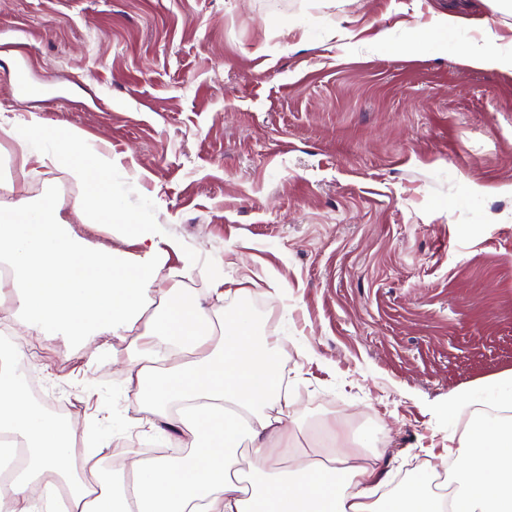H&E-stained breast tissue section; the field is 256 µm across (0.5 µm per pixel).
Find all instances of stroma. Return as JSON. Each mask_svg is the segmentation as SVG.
Here are the masks:
<instances>
[{"label":"stroma","instance_id":"obj_1","mask_svg":"<svg viewBox=\"0 0 512 512\" xmlns=\"http://www.w3.org/2000/svg\"><path fill=\"white\" fill-rule=\"evenodd\" d=\"M439 13L454 36L407 43ZM487 26L512 53V7L487 0H0V31L28 35L25 57L0 47V123L34 114L120 159L125 210L192 257L185 289L244 288L224 312L274 341L299 448L326 416L369 428L390 491L476 414L449 396L512 373V67L461 59ZM21 156L0 137L37 199L82 192ZM133 342L42 337L75 447L165 444L133 425Z\"/></svg>","mask_w":512,"mask_h":512}]
</instances>
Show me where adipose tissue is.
I'll return each instance as SVG.
<instances>
[{"label": "adipose tissue", "instance_id": "adipose-tissue-1", "mask_svg": "<svg viewBox=\"0 0 512 512\" xmlns=\"http://www.w3.org/2000/svg\"><path fill=\"white\" fill-rule=\"evenodd\" d=\"M17 139L24 164L66 166L86 191L71 205L91 228L130 218L112 190L118 163L76 132L48 127L38 117L0 128ZM0 263L13 276L0 279V306L20 318L27 335L55 333L82 346L103 335L134 337L128 386L141 413L137 424L166 429L171 447H189L179 462L132 458L127 473L102 472L98 454L75 462L74 429L30 400L13 365L22 349L0 352V432L19 437L26 465L0 484V512H512V375L494 381L498 416L473 419L448 451L455 491L443 498L429 487L428 472L387 496L378 449L352 447L341 418L320 429L332 436L331 454L268 472L267 451L294 441L290 403L282 392V363L274 346L258 340L251 314L224 320L231 284L214 279L205 298H190L179 280L192 263L178 241L159 244L141 231L116 253L79 238L62 206L32 201L24 182L0 173ZM160 308L149 312L153 297ZM221 326H214V318ZM249 445L242 453L241 445Z\"/></svg>", "mask_w": 512, "mask_h": 512}]
</instances>
